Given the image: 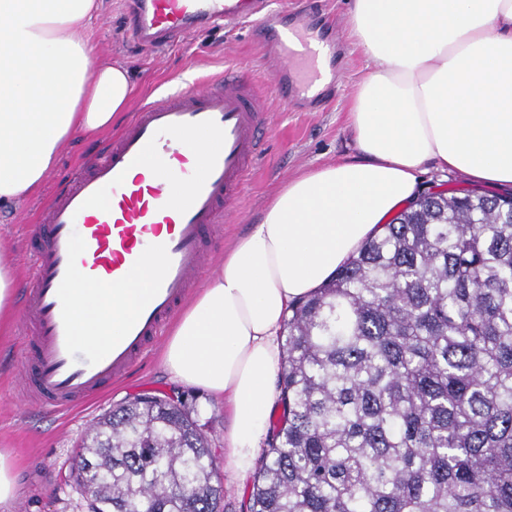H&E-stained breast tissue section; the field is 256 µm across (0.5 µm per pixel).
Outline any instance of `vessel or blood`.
Wrapping results in <instances>:
<instances>
[{"label":"vessel or blood","instance_id":"obj_1","mask_svg":"<svg viewBox=\"0 0 512 512\" xmlns=\"http://www.w3.org/2000/svg\"><path fill=\"white\" fill-rule=\"evenodd\" d=\"M259 0H134L135 36L171 43L210 27L247 24L271 60L270 95L236 71L141 105L92 161L53 195L30 244L34 286L22 296L19 381L37 408L67 411L109 390L161 339L202 284L218 224L238 198L267 138L275 105L299 109L325 92L319 51ZM158 270L114 335L81 339L79 302Z\"/></svg>","mask_w":512,"mask_h":512}]
</instances>
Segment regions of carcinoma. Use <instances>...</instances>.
Returning a JSON list of instances; mask_svg holds the SVG:
<instances>
[{
  "mask_svg": "<svg viewBox=\"0 0 512 512\" xmlns=\"http://www.w3.org/2000/svg\"><path fill=\"white\" fill-rule=\"evenodd\" d=\"M248 512H512V205L426 197L283 326ZM194 409L134 397L74 464L91 512H220Z\"/></svg>",
  "mask_w": 512,
  "mask_h": 512,
  "instance_id": "obj_1",
  "label": "carcinoma"
}]
</instances>
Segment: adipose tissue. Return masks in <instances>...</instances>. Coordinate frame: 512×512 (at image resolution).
<instances>
[{
    "label": "adipose tissue",
    "mask_w": 512,
    "mask_h": 512,
    "mask_svg": "<svg viewBox=\"0 0 512 512\" xmlns=\"http://www.w3.org/2000/svg\"><path fill=\"white\" fill-rule=\"evenodd\" d=\"M96 9V0H0V204L36 197L66 141L111 129L130 104L128 69L94 63L79 36ZM350 14V38L371 63L349 106L359 159L288 180L163 350L176 382L231 399L227 465L242 477L268 428L289 306L417 198L424 165L512 187V0H352ZM154 270L81 305L83 333L118 326Z\"/></svg>",
    "instance_id": "obj_1"
}]
</instances>
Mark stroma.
<instances>
[{
	"label": "stroma",
	"instance_id": "obj_1",
	"mask_svg": "<svg viewBox=\"0 0 512 512\" xmlns=\"http://www.w3.org/2000/svg\"><path fill=\"white\" fill-rule=\"evenodd\" d=\"M127 10L126 0H99L98 17L86 36L95 48L97 61L118 62L132 71L135 92L131 110L121 113L111 130L95 139L76 137L67 141L36 198L0 207V247L14 258L19 288L33 284L25 254L43 204L56 186L68 181L108 143L114 131L131 119L133 108L196 79L223 76L228 68L262 87L270 85L261 36L249 26L205 30L184 43L152 52L124 38ZM343 46V54L332 62L341 88L336 99L308 112L276 110L265 151L248 173L234 213L215 232L211 266H218L229 247L247 232L265 203L288 179L306 169L356 157L346 112L354 86L368 73L370 62L346 38ZM19 325V319H12L8 330L0 334V451L10 454L18 480L14 497L0 503V512H87L70 478L72 462L86 434L112 406L141 394L162 396L170 392L186 395L213 447L219 450L224 512H246L252 481L225 466L233 425L226 400L176 383L156 348L144 367L114 383L96 400L69 412L31 409L16 382L23 360Z\"/></svg>",
	"mask_w": 512,
	"mask_h": 512
}]
</instances>
